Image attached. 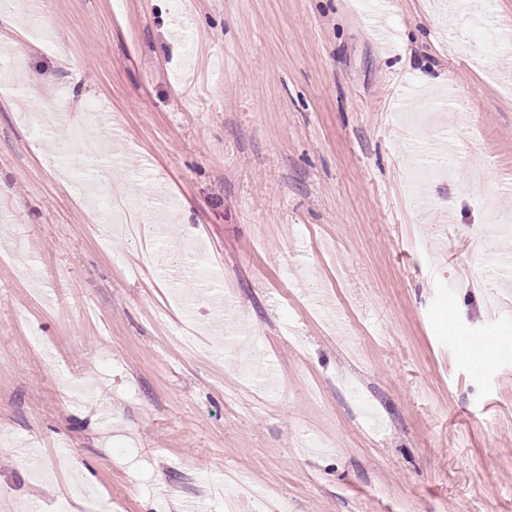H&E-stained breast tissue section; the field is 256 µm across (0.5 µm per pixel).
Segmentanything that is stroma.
<instances>
[{
    "instance_id": "stroma-1",
    "label": "stroma",
    "mask_w": 512,
    "mask_h": 512,
    "mask_svg": "<svg viewBox=\"0 0 512 512\" xmlns=\"http://www.w3.org/2000/svg\"><path fill=\"white\" fill-rule=\"evenodd\" d=\"M481 16L512 32V0L0 10L1 504L224 512L244 473L237 512H512V345L465 353L512 337V39ZM90 103L116 132L76 170ZM78 181L195 231L143 259ZM189 239L206 282L161 260Z\"/></svg>"
}]
</instances>
